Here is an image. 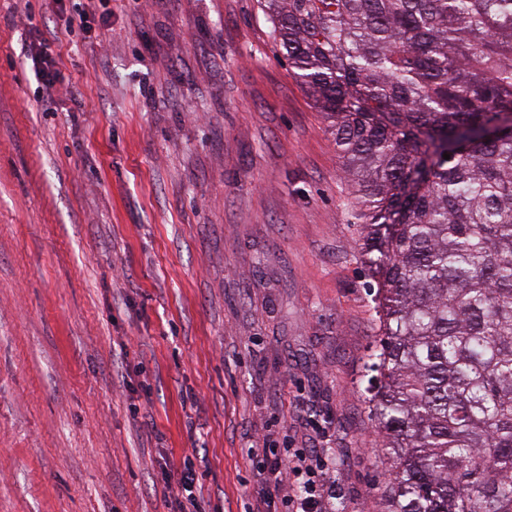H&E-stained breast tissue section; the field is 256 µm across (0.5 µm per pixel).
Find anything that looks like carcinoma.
Instances as JSON below:
<instances>
[{"label": "carcinoma", "instance_id": "cac0c4a2", "mask_svg": "<svg viewBox=\"0 0 512 512\" xmlns=\"http://www.w3.org/2000/svg\"><path fill=\"white\" fill-rule=\"evenodd\" d=\"M258 3L352 183L388 512H512V0Z\"/></svg>", "mask_w": 512, "mask_h": 512}]
</instances>
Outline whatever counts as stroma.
I'll return each mask as SVG.
<instances>
[{
    "label": "stroma",
    "mask_w": 512,
    "mask_h": 512,
    "mask_svg": "<svg viewBox=\"0 0 512 512\" xmlns=\"http://www.w3.org/2000/svg\"><path fill=\"white\" fill-rule=\"evenodd\" d=\"M349 202L257 0H0V512H172L189 450L200 512H243L252 447L335 449L385 512ZM52 46L53 43L50 42H39L38 47L30 55L33 67L49 95L64 81L57 67L56 54Z\"/></svg>",
    "instance_id": "1"
}]
</instances>
